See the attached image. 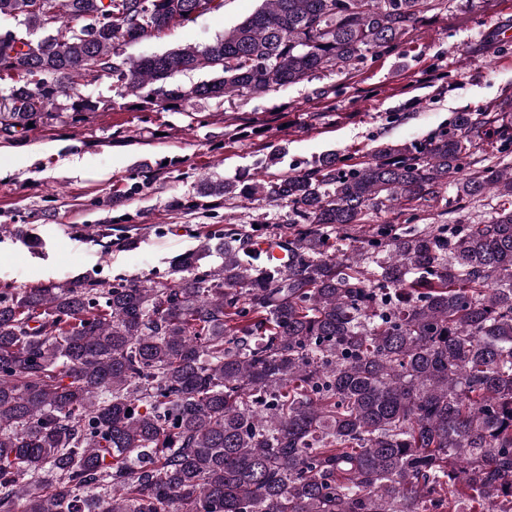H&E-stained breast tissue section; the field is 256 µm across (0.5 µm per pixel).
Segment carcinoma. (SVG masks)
Here are the masks:
<instances>
[{"instance_id":"cac0c4a2","label":"carcinoma","mask_w":512,"mask_h":512,"mask_svg":"<svg viewBox=\"0 0 512 512\" xmlns=\"http://www.w3.org/2000/svg\"><path fill=\"white\" fill-rule=\"evenodd\" d=\"M442 0H262L205 45L117 47L216 0H0V132L262 98L398 46ZM203 72L183 83L177 76ZM106 79L109 92L79 86ZM512 143L459 112L298 174L204 179L177 208L288 205L282 264L240 228L170 279L0 289V512H512ZM490 197L478 224L423 220ZM408 213L366 235L373 213ZM0 234L42 246L20 224Z\"/></svg>"}]
</instances>
